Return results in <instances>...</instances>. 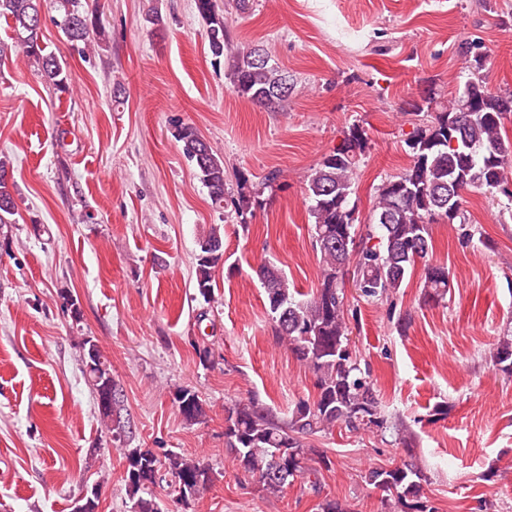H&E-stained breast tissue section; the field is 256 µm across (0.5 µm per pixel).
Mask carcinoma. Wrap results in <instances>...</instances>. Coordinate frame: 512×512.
Here are the masks:
<instances>
[{
    "instance_id": "obj_1",
    "label": "carcinoma",
    "mask_w": 512,
    "mask_h": 512,
    "mask_svg": "<svg viewBox=\"0 0 512 512\" xmlns=\"http://www.w3.org/2000/svg\"><path fill=\"white\" fill-rule=\"evenodd\" d=\"M45 0H0V18L12 29L16 52L35 67L43 80L63 88L68 74L62 61L46 51L41 40ZM57 27L67 41L88 43L89 10L81 0H52ZM198 13L208 22L209 49L216 62H224L234 91L253 103L276 109L288 99V71L263 45L233 44L226 32L217 0H196ZM468 72L463 88L454 97L439 100L429 87L416 110L433 112L432 120L407 139L411 162L377 188L375 205L365 230L355 224L354 175L365 149L362 130L352 127L342 143L325 155L313 170L306 194L314 219V242L322 259L318 288L307 299L290 287L272 263L264 262L256 275L265 291L274 333L315 378V399L296 404L283 419L252 399L225 408L224 440L234 454L236 468L250 476L260 491L278 494L295 481L332 468V460L312 448L309 439L335 427L350 431L384 433L389 428L375 391L349 348L345 284L348 274L368 298L393 295L404 287L416 262H424L423 290L427 302L437 303L448 294L450 280L444 266L426 262L432 250L429 225L469 223L462 207L463 193L482 190L504 193L512 167V141L504 122L512 114V93L491 91L483 75L486 52L479 43L466 47ZM472 109L461 111L462 102ZM175 138L183 155L194 164L197 178L208 189L212 204L222 207L229 194L224 162L201 138L197 129L180 123ZM15 214L10 189V162L0 158V224ZM196 287L204 300L211 299L213 274L224 263V236L215 227L199 242ZM493 366L512 377V334L499 340ZM82 372L95 401L100 423L112 443L129 462L125 482L134 512H164L152 488L168 479L173 494L182 496V512L196 502L217 480L209 464L175 452L162 455L133 448V431L125 411L123 388L112 377V364L92 338L83 340ZM179 414L189 424L208 417L205 401L189 387L174 392ZM316 466H309V462ZM365 481L382 492L385 512H437L423 493L425 472L411 461L370 469Z\"/></svg>"
}]
</instances>
